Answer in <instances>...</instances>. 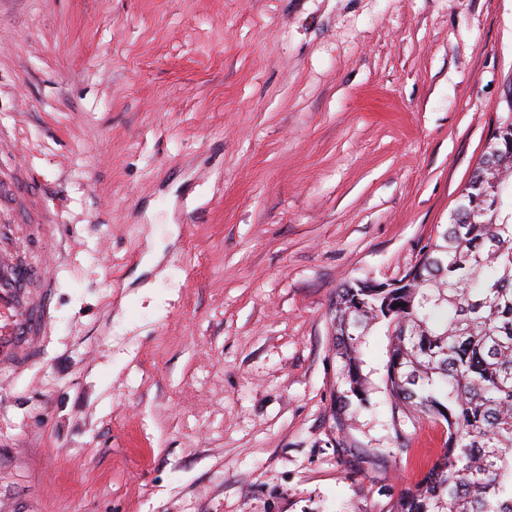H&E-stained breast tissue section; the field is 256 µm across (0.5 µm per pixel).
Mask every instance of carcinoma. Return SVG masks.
Masks as SVG:
<instances>
[{
	"label": "carcinoma",
	"mask_w": 512,
	"mask_h": 512,
	"mask_svg": "<svg viewBox=\"0 0 512 512\" xmlns=\"http://www.w3.org/2000/svg\"><path fill=\"white\" fill-rule=\"evenodd\" d=\"M512 113L479 158L450 222L405 284H345L332 309L340 409L370 404L362 337L387 328L391 408L443 428L424 477L390 512H512Z\"/></svg>",
	"instance_id": "1"
}]
</instances>
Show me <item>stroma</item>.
<instances>
[{"label": "stroma", "mask_w": 512, "mask_h": 512, "mask_svg": "<svg viewBox=\"0 0 512 512\" xmlns=\"http://www.w3.org/2000/svg\"><path fill=\"white\" fill-rule=\"evenodd\" d=\"M512 113V0H0V223L56 286L0 512H389L442 447L339 422L332 306L400 279Z\"/></svg>", "instance_id": "obj_1"}]
</instances>
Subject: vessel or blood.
Masks as SVG:
<instances>
[{"mask_svg": "<svg viewBox=\"0 0 512 512\" xmlns=\"http://www.w3.org/2000/svg\"><path fill=\"white\" fill-rule=\"evenodd\" d=\"M53 224H0V368L25 362L50 318V296L55 282L47 265L25 264L17 242L21 235L42 237L51 243Z\"/></svg>", "mask_w": 512, "mask_h": 512, "instance_id": "vessel-or-blood-1", "label": "vessel or blood"}]
</instances>
